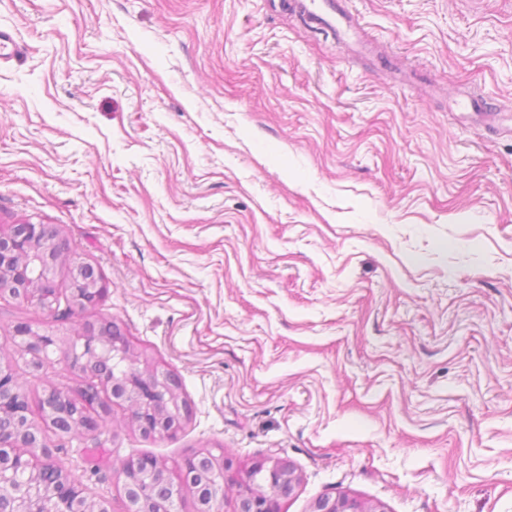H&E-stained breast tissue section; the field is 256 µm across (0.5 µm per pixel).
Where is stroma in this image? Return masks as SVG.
<instances>
[{
    "mask_svg": "<svg viewBox=\"0 0 512 512\" xmlns=\"http://www.w3.org/2000/svg\"><path fill=\"white\" fill-rule=\"evenodd\" d=\"M0 0V228L55 226L110 319L190 412L143 438L113 408L62 459L123 512L118 470L220 448L385 512H512V0ZM46 312L0 297V362L39 419L78 388L14 358ZM298 7L321 29L332 30L343 38L351 37L354 29L351 17L343 12L337 0H302Z\"/></svg>",
    "mask_w": 512,
    "mask_h": 512,
    "instance_id": "1",
    "label": "stroma"
}]
</instances>
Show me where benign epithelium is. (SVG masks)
Here are the masks:
<instances>
[{
    "mask_svg": "<svg viewBox=\"0 0 512 512\" xmlns=\"http://www.w3.org/2000/svg\"><path fill=\"white\" fill-rule=\"evenodd\" d=\"M55 230L47 224H16L8 232L0 231V288H8V295L34 304L52 313L56 308L57 286L55 275L63 260L64 248L60 246ZM73 301L77 305L91 306L105 293L104 284L93 276L89 265L70 262ZM18 346L29 352L37 361L34 369L48 360L47 352L56 344L54 332L30 324L16 326ZM77 340L81 342L79 352L72 355L71 364L78 371L89 370L98 361L100 354L99 334L84 331ZM108 397V404L115 407L130 404L144 429L153 435L175 432L179 423H170L158 408L157 394L165 378L157 374L142 376L131 373L122 382L109 377L100 379ZM100 404L97 389L81 395L76 402L73 395L65 391H49L41 401L43 419L54 426L76 418L80 431L88 434L97 431L98 416L88 408ZM10 407L15 428L8 438H0V448L8 451L9 463L0 465V483L10 478L16 467L44 469L58 464V449L48 445L37 435L27 416L26 399L18 395L12 369L0 364V407ZM18 448H38L40 457L17 460ZM149 464L141 457H130L124 465L123 501L125 512H177L178 499L183 492L195 488L196 456L186 457L177 468L176 481H167L168 492H150ZM251 470L265 476V485L257 492L239 497L236 512H281L280 498L293 490L298 483L294 469L282 460H260L252 464ZM229 462L219 459L212 463L204 476L207 494L200 512H222L223 498L219 491L232 481ZM87 498L80 485L71 479L66 469H61V485L56 497V507L42 510L37 505V493L33 488L25 490L23 496L4 502L0 500V512H86ZM311 512H377L373 508L345 496L322 495L316 499Z\"/></svg>",
    "mask_w": 512,
    "mask_h": 512,
    "instance_id": "obj_1",
    "label": "benign epithelium"
}]
</instances>
